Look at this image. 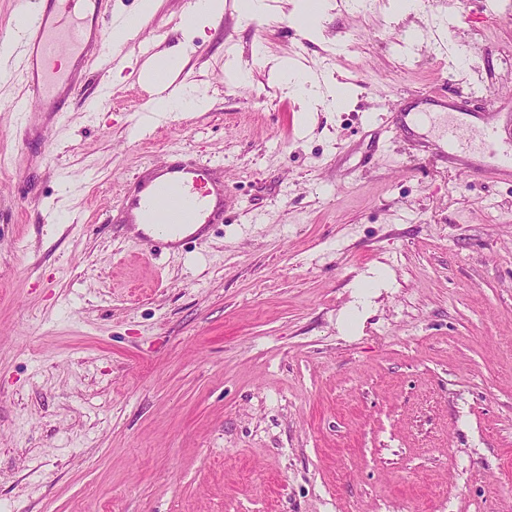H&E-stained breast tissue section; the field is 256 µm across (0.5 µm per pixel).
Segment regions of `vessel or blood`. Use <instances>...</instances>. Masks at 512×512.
Returning <instances> with one entry per match:
<instances>
[{"label":"vessel or blood","mask_w":512,"mask_h":512,"mask_svg":"<svg viewBox=\"0 0 512 512\" xmlns=\"http://www.w3.org/2000/svg\"><path fill=\"white\" fill-rule=\"evenodd\" d=\"M39 8L23 34L26 52L17 70L23 98L9 109L21 120L36 112L62 117L76 105L75 70L90 66L102 52L114 23L103 0H38ZM455 104L423 118L439 125L447 142H456L460 127ZM120 223L150 224L155 247L172 250L193 241L194 224L224 221V184L208 164L181 161L139 176L125 198Z\"/></svg>","instance_id":"1"}]
</instances>
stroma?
<instances>
[{"instance_id":"35a3bbf8","label":"stroma","mask_w":512,"mask_h":512,"mask_svg":"<svg viewBox=\"0 0 512 512\" xmlns=\"http://www.w3.org/2000/svg\"><path fill=\"white\" fill-rule=\"evenodd\" d=\"M267 2L157 0L202 104L151 128L141 40L32 132L0 83V512H512V182L404 123L449 96L512 149V0H329L319 36ZM282 60L349 103L305 124ZM174 157L224 221L152 252L112 220ZM222 6L220 0H198L195 9L188 17L186 25L193 29L208 22L215 14L220 12Z\"/></svg>"}]
</instances>
